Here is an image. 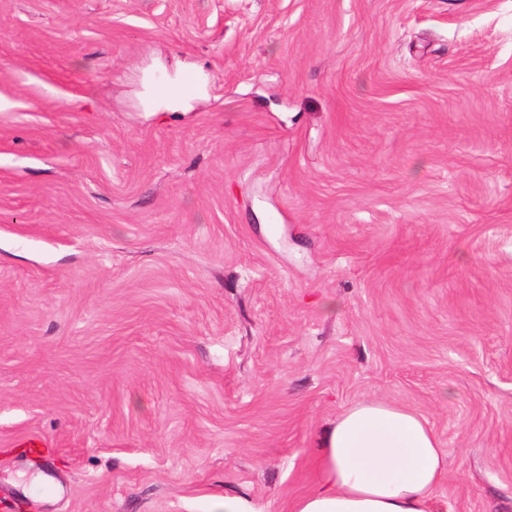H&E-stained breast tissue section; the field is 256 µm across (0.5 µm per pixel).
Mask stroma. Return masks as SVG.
<instances>
[{
	"label": "stroma",
	"instance_id": "stroma-1",
	"mask_svg": "<svg viewBox=\"0 0 512 512\" xmlns=\"http://www.w3.org/2000/svg\"><path fill=\"white\" fill-rule=\"evenodd\" d=\"M372 398L512 512V0H0V502L293 512Z\"/></svg>",
	"mask_w": 512,
	"mask_h": 512
}]
</instances>
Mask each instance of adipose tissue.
Here are the masks:
<instances>
[{"instance_id": "ef3b65f1", "label": "adipose tissue", "mask_w": 512, "mask_h": 512, "mask_svg": "<svg viewBox=\"0 0 512 512\" xmlns=\"http://www.w3.org/2000/svg\"><path fill=\"white\" fill-rule=\"evenodd\" d=\"M317 468L294 512H432L448 452L420 412L362 400L326 428Z\"/></svg>"}]
</instances>
